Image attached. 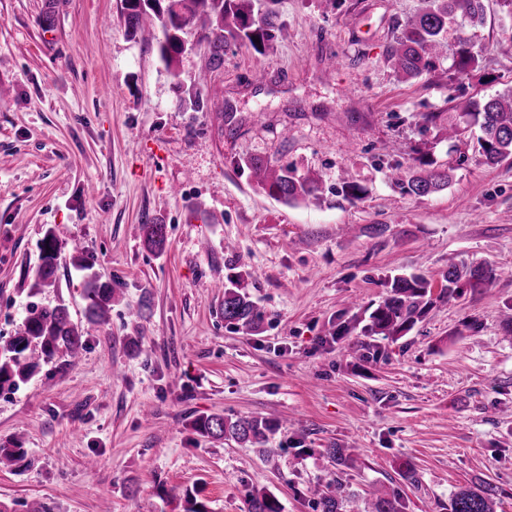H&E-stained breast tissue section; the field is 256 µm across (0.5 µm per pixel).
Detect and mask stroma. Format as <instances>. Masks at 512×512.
I'll return each mask as SVG.
<instances>
[{
    "label": "stroma",
    "instance_id": "stroma-1",
    "mask_svg": "<svg viewBox=\"0 0 512 512\" xmlns=\"http://www.w3.org/2000/svg\"><path fill=\"white\" fill-rule=\"evenodd\" d=\"M423 6L278 0L263 61L241 45L210 68L195 28L176 78L155 24L127 36L121 0H0V337L29 303L62 302L84 342L0 392V445L24 450L0 469V501L183 512L189 493L245 512L253 487L314 512L310 487L337 480L346 512L395 490L405 512H448L459 487L489 481L496 512H512V160L484 164L473 129L446 135L455 101L512 89V15L485 0L483 25L452 26L435 70L407 80L387 50ZM463 39L478 60L461 75ZM422 155L450 169L448 188L392 181ZM253 157L321 176L318 200L269 197ZM346 182L365 198L345 199ZM148 222L166 225L164 254L147 249ZM48 231L56 279L34 293ZM452 259L491 266L494 289H464L396 338L365 334L389 276L438 287ZM90 272L115 290L101 327L85 317ZM231 278L263 314L256 331L224 321ZM211 414L276 420L275 455L200 437L190 423Z\"/></svg>",
    "mask_w": 512,
    "mask_h": 512
}]
</instances>
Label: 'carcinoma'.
Here are the masks:
<instances>
[{
	"label": "carcinoma",
	"mask_w": 512,
	"mask_h": 512,
	"mask_svg": "<svg viewBox=\"0 0 512 512\" xmlns=\"http://www.w3.org/2000/svg\"><path fill=\"white\" fill-rule=\"evenodd\" d=\"M255 0H122V16L128 35L138 34L146 18L157 21L162 38L157 42V54L164 67L177 72L185 56V30L201 24L207 30L211 63L218 67L224 62V51L231 46L248 44L260 56L266 54L268 42L277 29V0H265L263 10H257ZM484 0H426V6L401 29L400 36L387 50V59L394 71L406 78H418L436 68L444 48L443 35L448 25L461 19L475 28L484 22ZM259 41H254V38ZM477 61L469 40L460 41L455 65L463 74ZM459 116L467 117L479 127L478 143L484 164L493 166L512 155V90L495 95L483 103L467 101L457 105ZM256 184L268 196L291 204L319 198L320 177L297 174L288 167L276 169L262 159L249 162ZM393 179L407 192L426 196L448 188L451 174L433 166L426 158L416 159L408 172L395 168ZM148 247L161 253L167 246L166 225H145ZM40 263L35 270L31 293L53 283L60 246L51 231H46L39 245ZM444 284L433 295L431 282L422 274L394 275L387 280L385 298L370 313L368 331L373 335L396 336L414 326L438 302H448L459 295L460 282L471 288L491 289L496 282L495 270L483 263L448 264ZM89 300L87 321L106 325L114 288L95 279L85 282ZM261 318L255 303L240 288L238 281L224 287V321L246 331L254 328ZM83 347L81 331L70 319L68 308L58 304L53 308L31 303L22 320L18 336L0 344V390H14L26 382L42 362L62 354L77 358ZM191 427L201 436L232 440L262 446L261 452L274 454L275 448H265L267 433L272 428L264 417H244L234 421L221 414L194 419ZM320 512H343L349 496L342 483L327 485L312 491ZM499 496L497 486L484 482L465 486L453 495L449 512H495ZM246 512H283L277 496L268 489H251L245 494ZM365 512H402L399 498L373 497Z\"/></svg>",
	"instance_id": "1"
}]
</instances>
